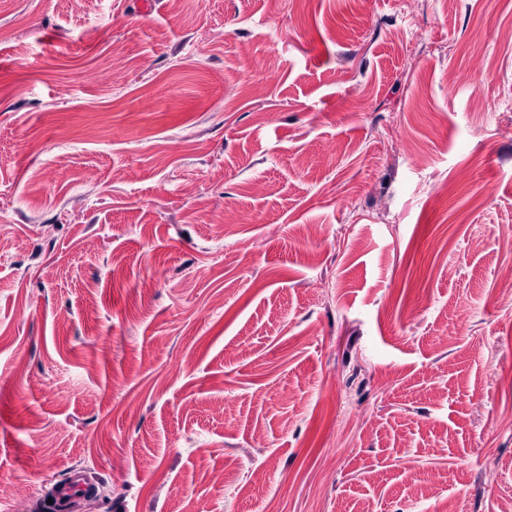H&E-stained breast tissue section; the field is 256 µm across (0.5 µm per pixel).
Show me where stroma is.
<instances>
[{
    "instance_id": "stroma-1",
    "label": "stroma",
    "mask_w": 512,
    "mask_h": 512,
    "mask_svg": "<svg viewBox=\"0 0 512 512\" xmlns=\"http://www.w3.org/2000/svg\"><path fill=\"white\" fill-rule=\"evenodd\" d=\"M0 240L32 512L512 500V0H0Z\"/></svg>"
}]
</instances>
